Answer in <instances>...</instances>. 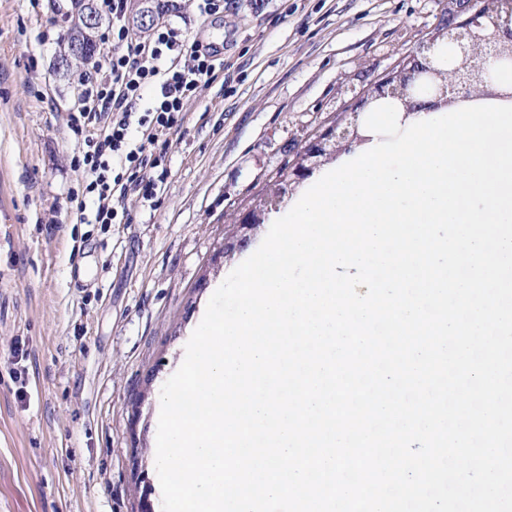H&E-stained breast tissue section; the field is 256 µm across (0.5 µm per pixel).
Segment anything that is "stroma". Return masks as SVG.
Instances as JSON below:
<instances>
[{
    "label": "stroma",
    "instance_id": "1",
    "mask_svg": "<svg viewBox=\"0 0 512 512\" xmlns=\"http://www.w3.org/2000/svg\"><path fill=\"white\" fill-rule=\"evenodd\" d=\"M71 0H0V512H162L159 389L198 315L266 236L227 261L233 215L305 139L448 19L445 0H224L164 19L224 55L170 136L157 198L80 224L77 71L56 69ZM27 357L16 360L15 347Z\"/></svg>",
    "mask_w": 512,
    "mask_h": 512
}]
</instances>
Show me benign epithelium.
Listing matches in <instances>:
<instances>
[{"instance_id": "1", "label": "benign epithelium", "mask_w": 512, "mask_h": 512, "mask_svg": "<svg viewBox=\"0 0 512 512\" xmlns=\"http://www.w3.org/2000/svg\"><path fill=\"white\" fill-rule=\"evenodd\" d=\"M448 2L451 7L445 24L430 33L415 52L354 97L339 120L307 137L285 175L289 189L301 187L352 146L369 141L370 136L364 134L363 117L374 107L386 103L400 105L408 116L415 93L430 95L431 108L438 110L493 92L487 80L489 60H512V0H488L486 9L477 5L476 0ZM161 17L152 0H140L134 22L143 29L153 26ZM443 44L448 46L446 58L435 55V48ZM266 217L267 212L254 206L239 212L233 221L235 230L225 237L219 254H231L245 247Z\"/></svg>"}]
</instances>
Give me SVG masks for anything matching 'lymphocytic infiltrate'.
I'll return each mask as SVG.
<instances>
[{"label": "lymphocytic infiltrate", "instance_id": "lymphocytic-infiltrate-1", "mask_svg": "<svg viewBox=\"0 0 512 512\" xmlns=\"http://www.w3.org/2000/svg\"><path fill=\"white\" fill-rule=\"evenodd\" d=\"M110 24L98 46L93 74L80 78L73 97L71 128L84 147L82 192L71 195L82 224H125L121 206L128 193L150 200L163 162L159 144L180 131L201 84L224 71V60L201 42H188L172 24L155 26L130 41L129 0H100Z\"/></svg>", "mask_w": 512, "mask_h": 512}]
</instances>
